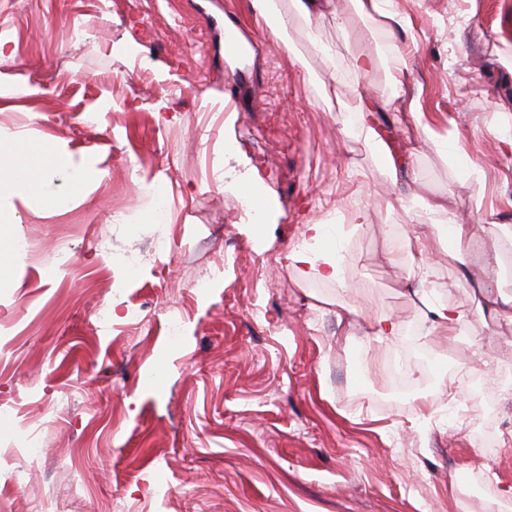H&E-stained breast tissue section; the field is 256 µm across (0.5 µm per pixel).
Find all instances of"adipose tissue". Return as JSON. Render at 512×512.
Wrapping results in <instances>:
<instances>
[{
    "label": "adipose tissue",
    "instance_id": "1",
    "mask_svg": "<svg viewBox=\"0 0 512 512\" xmlns=\"http://www.w3.org/2000/svg\"><path fill=\"white\" fill-rule=\"evenodd\" d=\"M68 160L47 141L18 149L0 146V218L13 211V198L38 199L42 196L44 177L57 169L68 167ZM307 246L295 247L285 256L289 265L314 270L328 282H343V269L336 257L335 228L330 224H309L305 227Z\"/></svg>",
    "mask_w": 512,
    "mask_h": 512
}]
</instances>
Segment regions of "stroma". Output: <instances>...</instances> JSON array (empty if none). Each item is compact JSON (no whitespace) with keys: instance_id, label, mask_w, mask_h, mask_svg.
I'll list each match as a JSON object with an SVG mask.
<instances>
[{"instance_id":"stroma-1","label":"stroma","mask_w":512,"mask_h":512,"mask_svg":"<svg viewBox=\"0 0 512 512\" xmlns=\"http://www.w3.org/2000/svg\"><path fill=\"white\" fill-rule=\"evenodd\" d=\"M389 7L401 30L336 0L346 28L297 16L280 37L251 0H0V139L70 157L45 194L90 174L67 208L20 201L5 227L35 251L9 252L0 280V448L26 428L40 455L0 466V512H494L512 485V331L446 283L456 251L512 295V0ZM403 61L416 120L376 109ZM246 187L269 202L259 235ZM424 199L472 225L467 245L435 226L430 250L411 244ZM314 223L336 227L344 284L282 260ZM421 263L430 284L409 275ZM420 288L467 313L459 336L429 334ZM384 314L401 332L370 343ZM484 428L501 440L487 457Z\"/></svg>"}]
</instances>
